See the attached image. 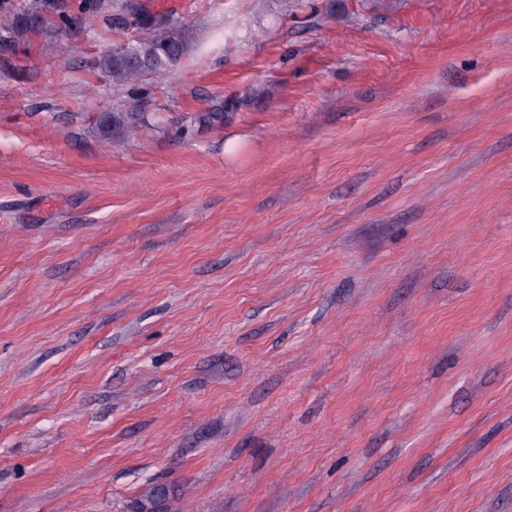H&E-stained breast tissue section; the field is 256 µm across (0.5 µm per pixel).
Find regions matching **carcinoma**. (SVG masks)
Masks as SVG:
<instances>
[{
  "label": "carcinoma",
  "mask_w": 512,
  "mask_h": 512,
  "mask_svg": "<svg viewBox=\"0 0 512 512\" xmlns=\"http://www.w3.org/2000/svg\"><path fill=\"white\" fill-rule=\"evenodd\" d=\"M130 0H75L72 8L76 15L60 9L46 0H32V4L20 9H6L0 4V30L14 35L27 32H45L54 27L67 29L74 19L87 23L112 7V17L130 20V24L146 33L127 44L121 50L104 56L101 69L112 78V84L129 88L135 95L141 91L140 82L149 76L165 75L188 52L191 37L188 30L174 26L151 11L137 5L135 12H129ZM140 125L149 122L137 112H123L115 109L101 114L97 130L104 136L125 135Z\"/></svg>",
  "instance_id": "1"
}]
</instances>
